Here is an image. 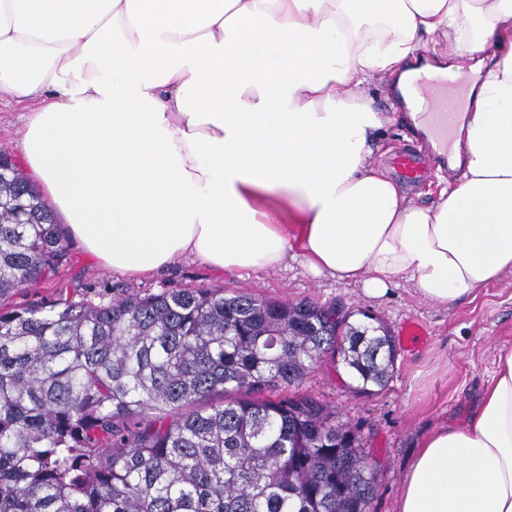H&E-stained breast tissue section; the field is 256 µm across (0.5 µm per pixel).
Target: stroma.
<instances>
[{"instance_id":"obj_1","label":"stroma","mask_w":512,"mask_h":512,"mask_svg":"<svg viewBox=\"0 0 512 512\" xmlns=\"http://www.w3.org/2000/svg\"><path fill=\"white\" fill-rule=\"evenodd\" d=\"M372 160L421 205L433 200L435 168L418 182L402 181L396 153L417 152L402 119L380 132ZM69 261L60 275L71 293L92 301L132 291L159 293L172 288H245L278 300L335 301L351 311L379 318L397 346L396 367L387 387L364 397L347 391L331 359H324L302 385V392L336 408L343 420L360 425L367 463L378 476L373 512H396V502L422 439L435 426L465 421L490 383L500 350L512 349V272L481 289L474 299L448 306L422 300L403 284L379 298L360 285L312 277L300 261L256 272L217 273L207 264L182 258L152 277L132 278L102 268L77 241H69Z\"/></svg>"}]
</instances>
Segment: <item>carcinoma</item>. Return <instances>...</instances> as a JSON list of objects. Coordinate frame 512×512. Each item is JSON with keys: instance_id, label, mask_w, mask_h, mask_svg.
Instances as JSON below:
<instances>
[{"instance_id": "cac0c4a2", "label": "carcinoma", "mask_w": 512, "mask_h": 512, "mask_svg": "<svg viewBox=\"0 0 512 512\" xmlns=\"http://www.w3.org/2000/svg\"><path fill=\"white\" fill-rule=\"evenodd\" d=\"M0 158V512H371L360 428L276 393L327 355L356 393L385 387L384 326L224 287L17 302L67 241Z\"/></svg>"}]
</instances>
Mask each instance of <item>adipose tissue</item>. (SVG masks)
Segmentation results:
<instances>
[{"mask_svg":"<svg viewBox=\"0 0 512 512\" xmlns=\"http://www.w3.org/2000/svg\"><path fill=\"white\" fill-rule=\"evenodd\" d=\"M478 74L431 206L371 161L374 83ZM37 102L27 175L99 265L301 258L451 305L512 271V0H0V97ZM396 512H512V349L421 442Z\"/></svg>","mask_w":512,"mask_h":512,"instance_id":"obj_1","label":"adipose tissue"}]
</instances>
